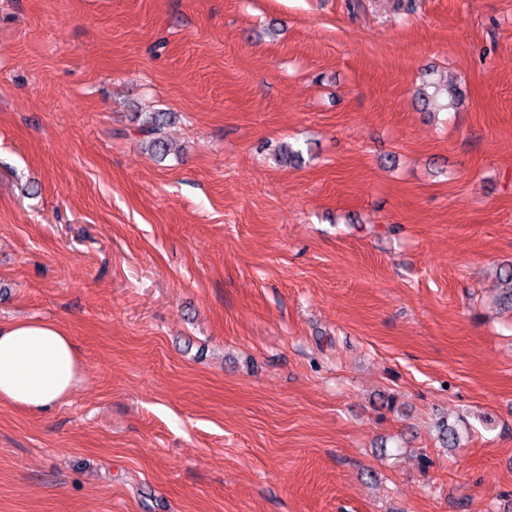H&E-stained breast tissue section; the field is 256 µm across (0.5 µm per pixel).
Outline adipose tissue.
<instances>
[{
	"label": "adipose tissue",
	"mask_w": 512,
	"mask_h": 512,
	"mask_svg": "<svg viewBox=\"0 0 512 512\" xmlns=\"http://www.w3.org/2000/svg\"><path fill=\"white\" fill-rule=\"evenodd\" d=\"M80 382L71 336L51 320L0 322V401L46 411Z\"/></svg>",
	"instance_id": "adipose-tissue-1"
}]
</instances>
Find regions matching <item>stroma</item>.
<instances>
[{
	"label": "stroma",
	"instance_id": "35a3bbf8",
	"mask_svg": "<svg viewBox=\"0 0 512 512\" xmlns=\"http://www.w3.org/2000/svg\"><path fill=\"white\" fill-rule=\"evenodd\" d=\"M509 263L512 0H0V512H512ZM143 117L137 128L142 142L146 143L152 152L164 157L170 150L165 129L170 123L172 114L170 112H144L139 113ZM71 336L51 320L0 322V401L46 411L80 382Z\"/></svg>",
	"mask_w": 512,
	"mask_h": 512
}]
</instances>
